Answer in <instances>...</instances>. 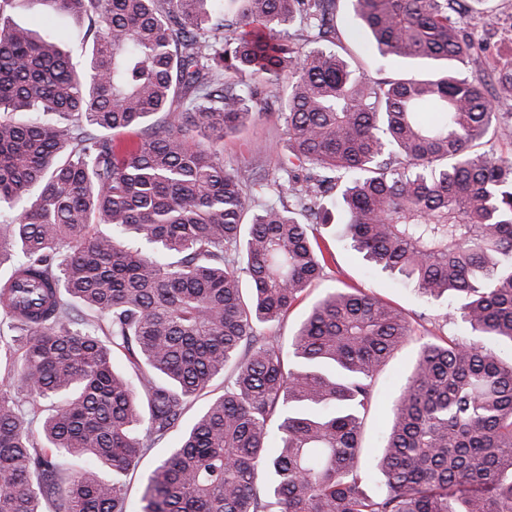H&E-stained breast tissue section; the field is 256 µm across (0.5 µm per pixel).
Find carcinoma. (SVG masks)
I'll use <instances>...</instances> for the list:
<instances>
[{"instance_id":"obj_1","label":"carcinoma","mask_w":512,"mask_h":512,"mask_svg":"<svg viewBox=\"0 0 512 512\" xmlns=\"http://www.w3.org/2000/svg\"><path fill=\"white\" fill-rule=\"evenodd\" d=\"M37 2L89 19L92 45L80 74L0 24V321L21 331L0 330V512H126L125 477L220 377L140 512H512V142L479 150L512 137L490 88L512 94V60L491 0H354L381 57L468 71L377 80L326 47L336 0ZM294 20L315 47L280 36ZM283 76V176L251 183L224 136ZM334 209L371 267L455 299L443 318L469 330L420 345L372 491L362 423L409 313L337 288L288 351L260 331L336 263L309 234Z\"/></svg>"}]
</instances>
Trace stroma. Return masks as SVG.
I'll use <instances>...</instances> for the list:
<instances>
[{
  "instance_id": "1",
  "label": "stroma",
  "mask_w": 512,
  "mask_h": 512,
  "mask_svg": "<svg viewBox=\"0 0 512 512\" xmlns=\"http://www.w3.org/2000/svg\"><path fill=\"white\" fill-rule=\"evenodd\" d=\"M0 15L13 23L31 28L39 37L61 44L69 52L75 67H82L89 46L87 24L67 16L46 15L33 0H12L0 9ZM341 45L350 50L351 64L372 78L398 75H424L445 70L442 61L391 60L374 63L365 49L367 36L357 20L350 19L340 29ZM288 151L276 109L256 113L240 134L224 138V165L234 171L254 170L274 178L279 174L281 157ZM322 241L335 253L336 263L327 269L324 279L280 324L266 328L269 336L289 339L309 307L331 288H362L390 301L413 317L414 338L393 355L376 380V399L363 428V445L375 450L383 444L391 417V404L397 390L409 375L422 338L427 336H463L467 329L457 320L442 321L444 304L427 303L413 286L385 272L370 269L361 254L354 251L341 223L318 227Z\"/></svg>"
}]
</instances>
